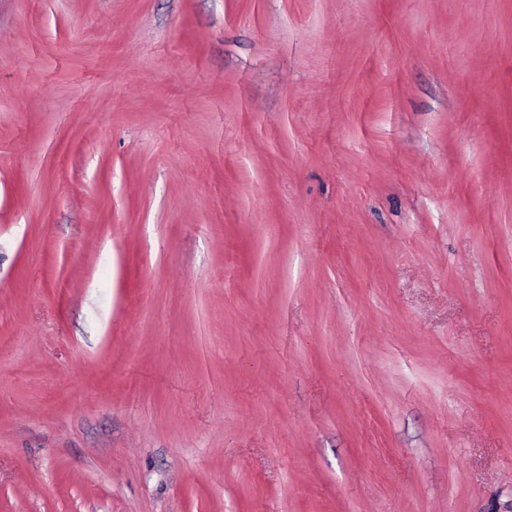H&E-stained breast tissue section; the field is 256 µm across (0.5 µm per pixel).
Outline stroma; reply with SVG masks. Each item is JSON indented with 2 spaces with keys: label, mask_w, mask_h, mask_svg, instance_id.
<instances>
[{
  "label": "stroma",
  "mask_w": 512,
  "mask_h": 512,
  "mask_svg": "<svg viewBox=\"0 0 512 512\" xmlns=\"http://www.w3.org/2000/svg\"><path fill=\"white\" fill-rule=\"evenodd\" d=\"M0 512H512V0H0Z\"/></svg>",
  "instance_id": "1"
}]
</instances>
